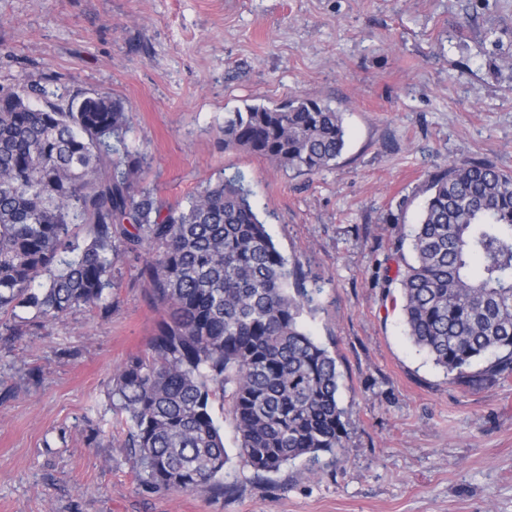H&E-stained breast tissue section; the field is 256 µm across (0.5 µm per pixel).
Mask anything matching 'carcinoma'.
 <instances>
[{
  "label": "carcinoma",
  "instance_id": "obj_1",
  "mask_svg": "<svg viewBox=\"0 0 512 512\" xmlns=\"http://www.w3.org/2000/svg\"><path fill=\"white\" fill-rule=\"evenodd\" d=\"M127 129L108 94L0 86V335L98 305L120 255L152 248L141 277L161 317L112 387L144 491H235L217 399L257 477L335 454L346 436L340 373L300 322L320 289L277 249L242 176L185 205L137 187L144 156ZM346 138L340 113L310 98L224 119V148L302 175L330 167ZM425 194L411 258L398 239L403 267L385 278L400 290L407 336L455 380L511 377L512 174L453 163L428 174Z\"/></svg>",
  "mask_w": 512,
  "mask_h": 512
}]
</instances>
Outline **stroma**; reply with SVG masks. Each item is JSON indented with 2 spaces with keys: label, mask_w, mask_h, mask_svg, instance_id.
I'll use <instances>...</instances> for the list:
<instances>
[{
  "label": "stroma",
  "mask_w": 512,
  "mask_h": 512,
  "mask_svg": "<svg viewBox=\"0 0 512 512\" xmlns=\"http://www.w3.org/2000/svg\"><path fill=\"white\" fill-rule=\"evenodd\" d=\"M44 79L123 102L150 163L138 181L169 204L244 176L277 248L322 288L302 323L336 359L349 425L335 462L259 481L217 400L237 493L144 492L112 383L160 312L143 254H126L99 307L0 340V512H512V377H447L383 281L430 171L512 173V0H0V85ZM291 96L341 113L333 166L299 175L225 148L228 113Z\"/></svg>",
  "instance_id": "obj_1"
}]
</instances>
